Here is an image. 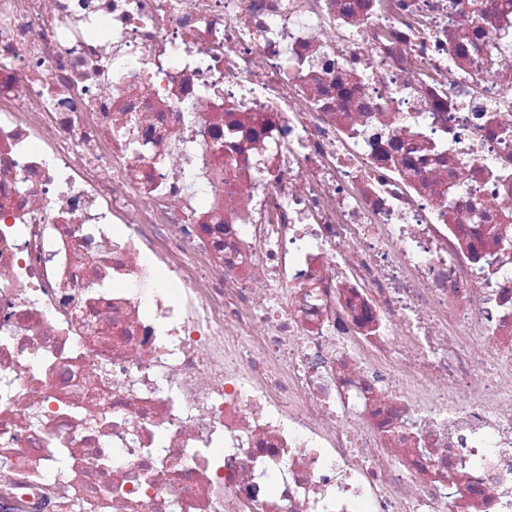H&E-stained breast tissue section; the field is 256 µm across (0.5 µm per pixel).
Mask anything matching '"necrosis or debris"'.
Returning <instances> with one entry per match:
<instances>
[{
	"mask_svg": "<svg viewBox=\"0 0 512 512\" xmlns=\"http://www.w3.org/2000/svg\"><path fill=\"white\" fill-rule=\"evenodd\" d=\"M4 488L512 512V0H0Z\"/></svg>",
	"mask_w": 512,
	"mask_h": 512,
	"instance_id": "obj_1",
	"label": "necrosis or debris"
}]
</instances>
